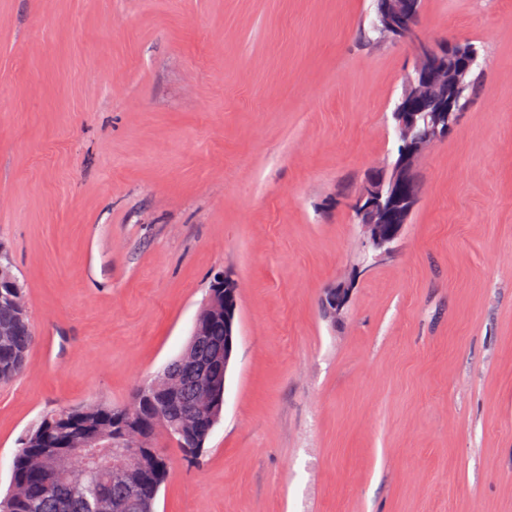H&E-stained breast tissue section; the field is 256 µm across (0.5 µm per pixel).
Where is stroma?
<instances>
[{
	"instance_id": "35a3bbf8",
	"label": "stroma",
	"mask_w": 512,
	"mask_h": 512,
	"mask_svg": "<svg viewBox=\"0 0 512 512\" xmlns=\"http://www.w3.org/2000/svg\"><path fill=\"white\" fill-rule=\"evenodd\" d=\"M372 0H0V243L34 330L0 384V496L63 406L119 405L239 284L224 408L155 512H512V0H424L481 86L391 258L350 208L407 43ZM351 277L344 312L320 300Z\"/></svg>"
}]
</instances>
